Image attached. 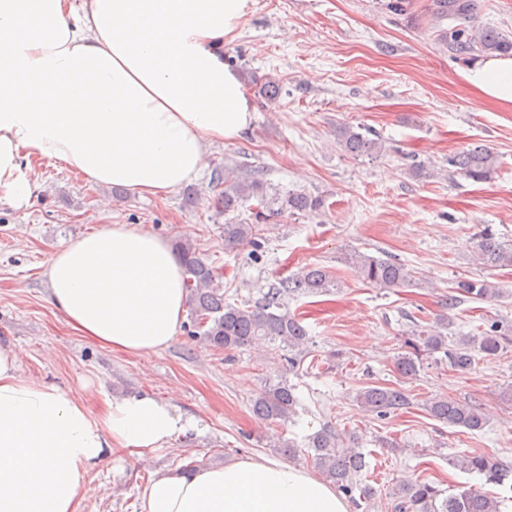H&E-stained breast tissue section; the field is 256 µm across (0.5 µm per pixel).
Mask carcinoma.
I'll use <instances>...</instances> for the list:
<instances>
[{"mask_svg":"<svg viewBox=\"0 0 512 512\" xmlns=\"http://www.w3.org/2000/svg\"><path fill=\"white\" fill-rule=\"evenodd\" d=\"M479 10L478 0H431L428 12L438 21L453 20L457 25L439 29L438 40L457 55L472 53L507 54L512 52V38L487 25H474ZM343 152L353 158L378 156L384 150L381 139L370 132L343 126L336 132ZM455 173L474 182H485L496 171V156L487 147L475 145L448 158ZM215 195L212 204L228 216L224 223V247L237 248L254 242L257 223L275 213L315 214L324 208V200L305 192H290L283 197H269L262 182V170L251 169V176L234 175L231 168L215 173ZM254 200L251 208L254 223L238 218L237 213ZM175 250L185 270L184 288L190 309L188 333L215 350L232 351L258 341L277 344L283 352L286 369H298L310 354L309 336L302 320L288 309V300L301 295L326 294L334 285L330 273L318 266H306L278 282L258 301L230 303L224 299L220 274L196 252L186 240L175 242ZM477 260L489 270L512 268V242L504 240L490 229L480 234L476 244ZM353 271L373 288H404L413 284L412 271L392 257H376L360 252L351 257ZM503 296V289L486 279H461L455 283V295L448 297V309L458 305V298L469 301H492ZM447 316L437 318L433 325L412 321L409 351L394 357L396 371L407 380L420 372L423 357L428 356L456 372L473 369L478 360L499 357L512 345V329L497 323L479 336L448 338ZM355 401L368 413L378 417L397 415L413 405L408 392L399 387L371 384L361 389ZM298 399L295 387L279 381L263 387L250 400L253 416L268 424H284L296 413ZM423 409L435 420L471 432L481 431L488 418L481 408L467 401L448 397L425 400ZM307 456L311 457L323 477L339 491L359 496L369 503L374 500L372 489L362 485V473L367 468L358 438L342 440L331 426L324 424L308 438ZM454 467L468 473H478L486 482L503 485L512 476V466L481 453H467L449 460ZM503 497L479 494L469 490L449 493L433 482L403 478L388 492L384 508L389 512H501Z\"/></svg>","mask_w":512,"mask_h":512,"instance_id":"obj_1","label":"carcinoma"}]
</instances>
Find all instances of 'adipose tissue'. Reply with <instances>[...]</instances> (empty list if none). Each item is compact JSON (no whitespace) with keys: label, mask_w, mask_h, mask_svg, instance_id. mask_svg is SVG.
I'll list each match as a JSON object with an SVG mask.
<instances>
[{"label":"adipose tissue","mask_w":512,"mask_h":512,"mask_svg":"<svg viewBox=\"0 0 512 512\" xmlns=\"http://www.w3.org/2000/svg\"><path fill=\"white\" fill-rule=\"evenodd\" d=\"M249 0H0V201L32 192L24 163L159 197L197 177L208 143L252 119L224 39ZM512 107V56L464 73ZM53 306L82 336L129 354L155 352L185 319L183 268L170 243L110 224L51 256ZM0 343V512H79L106 455L147 457L186 424L150 396L107 401L103 415L64 390L23 378ZM140 512H352L305 469L259 457L153 478Z\"/></svg>","instance_id":"ef3b65f1"}]
</instances>
